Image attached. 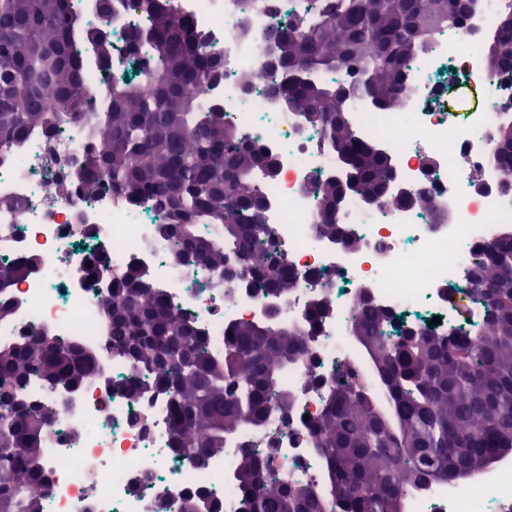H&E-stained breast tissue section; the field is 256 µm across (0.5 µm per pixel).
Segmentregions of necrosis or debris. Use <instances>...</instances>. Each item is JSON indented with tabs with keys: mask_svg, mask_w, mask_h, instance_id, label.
Masks as SVG:
<instances>
[{
	"mask_svg": "<svg viewBox=\"0 0 512 512\" xmlns=\"http://www.w3.org/2000/svg\"><path fill=\"white\" fill-rule=\"evenodd\" d=\"M180 15L224 53V76L204 80L196 92L223 105L224 119L245 138L262 146L279 167L264 187L263 221L275 232L278 251L298 272L322 274L333 282L331 310L317 324L310 346L315 365L299 363L288 374L296 394L292 428L272 434V472L280 479L303 471L318 478L320 468L302 429L305 417L323 406V389L313 375L330 376L336 364L359 369L348 340L349 318L362 289L379 307L397 315L434 310L449 315V287L464 280V254L492 242L512 222V177L497 163L493 128L512 117V79L490 80L478 36L494 31L499 14L512 0H495L476 9L457 27L443 30L409 65L411 94L405 111L390 113L379 125L368 123L366 109L349 107L347 118L357 138L381 148L392 160L398 181L432 198L438 214L387 195L368 221L340 209L336 221L350 225L355 247L342 250L333 240L314 236L316 205L306 185L341 177L325 146L297 112L269 98L277 73L269 64L267 32L277 23L305 15L307 0H174ZM82 24L107 30L116 48L101 66L94 46L78 42L83 84L94 103L108 98L114 77L124 70V49L144 16L136 0H112L99 12L95 0H79ZM250 76L242 87V76ZM464 88L482 84L488 98L458 122L444 101L448 82ZM50 152L28 143L0 151V198L19 202V210L0 209V256L14 261L38 258L22 280L0 290V302L13 318L0 323V344L12 342L31 326L65 336L97 350L99 373L69 392L47 393L38 386L27 397L60 410L59 422L45 441L48 493L44 512H157L160 500L172 502L202 491L229 499L232 477L220 456L194 464L171 451L169 420L162 396L131 397L115 381L135 377L133 367L106 347V324L99 313L102 290L84 268L90 256L109 266H138L160 273L158 282L173 312L219 338L227 327L265 318L278 308L305 324L316 295L301 285L275 299L252 290L225 294L209 276L175 258L151 240L158 222L150 204L130 208L110 193L86 194L80 167L88 140L72 128L48 138ZM69 184L68 195L55 192ZM408 512H512V466L502 465L470 484L440 485L412 493Z\"/></svg>",
	"mask_w": 512,
	"mask_h": 512,
	"instance_id": "1",
	"label": "necrosis or debris"
}]
</instances>
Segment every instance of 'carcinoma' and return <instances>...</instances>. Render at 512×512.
<instances>
[{
	"label": "carcinoma",
	"mask_w": 512,
	"mask_h": 512,
	"mask_svg": "<svg viewBox=\"0 0 512 512\" xmlns=\"http://www.w3.org/2000/svg\"><path fill=\"white\" fill-rule=\"evenodd\" d=\"M310 17L274 28L282 76L268 94L288 97L293 109L315 112L318 131L342 163L345 176L312 184L322 236L353 233L336 224V199L383 194L391 181L389 157L360 142L336 110L343 97L364 98L379 112L403 109L408 64L442 29L459 25L483 0H338L327 9L309 0ZM147 18L136 29L133 58L149 74L151 91L121 76L104 105L87 104L79 40L92 43L104 66L113 45L82 27L73 0H0V149L34 131L51 134L71 125L88 131L82 180L131 205L149 202L161 213L154 243L211 272L224 284L231 250L249 260L250 288L285 296L302 282L272 248L262 223L266 198L255 146L224 122V109L191 92L221 67L215 48L169 0H144ZM487 72L512 75V12L502 15L485 51ZM338 69L352 85L328 78ZM55 90L59 111L48 112L43 92ZM498 162L512 164V119L495 127ZM480 259L465 291L481 320L421 330L418 345L403 330L387 332L393 316L370 301L355 313L352 337L361 344L367 375L337 370L321 412L303 423L321 463L319 479L300 474L286 482L262 479L265 454L255 440L270 428V411L291 425L295 394L288 371L304 353L307 330L280 321L229 327L215 344L190 321L175 318L164 290L131 285L132 268L112 272L111 300L101 305L112 354L137 377L123 381L131 396L167 401L169 443L192 463L224 454L234 483L233 512H398L399 501L437 485V474L481 469L493 453L512 448V226ZM33 260L0 257V290L24 277ZM96 353L62 336L27 331L0 345V391L18 398L34 382L50 392L75 390L96 376ZM59 417L53 405L0 402V502L12 512H44L46 434Z\"/></svg>",
	"instance_id": "cac0c4a2"
}]
</instances>
